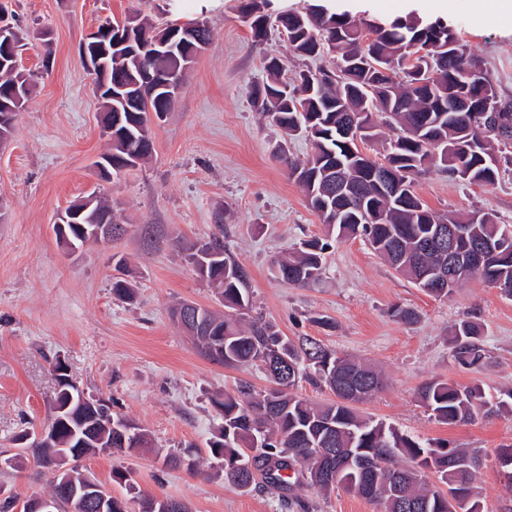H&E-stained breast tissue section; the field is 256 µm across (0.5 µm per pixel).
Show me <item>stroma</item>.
Wrapping results in <instances>:
<instances>
[{
	"label": "stroma",
	"mask_w": 512,
	"mask_h": 512,
	"mask_svg": "<svg viewBox=\"0 0 512 512\" xmlns=\"http://www.w3.org/2000/svg\"><path fill=\"white\" fill-rule=\"evenodd\" d=\"M222 0L207 12L211 42L188 70L177 103L153 124L155 152L145 166L104 181L94 166L107 148L101 105L79 43L105 21L142 15L157 25L192 21L172 0H0V10L26 41L19 64L34 76L32 96L12 136L0 145V451L13 449L23 429L46 427L56 391L53 366L64 361L77 383L114 414L169 451L193 443L199 466L167 468L155 455L106 452L84 457L80 469L139 512L144 497L184 501L190 512H282L271 488L244 492L224 479L207 448L222 424L211 404L239 380L265 389L258 368H227L202 357L172 312L182 302L217 310L214 288L185 258L192 242L223 237L246 272L255 312L290 339L310 338L342 354L373 362L386 387L361 411L424 439L481 451L476 481L484 512H512V487L499 473L498 449L512 446V410L477 412L442 425L417 399L419 387L442 379L480 385L497 398L512 391V299L472 279L437 299L400 276L361 238H329L289 175L286 159L302 160L309 140L287 136L254 102L277 58L282 77L334 65L330 54L297 57L286 36L270 30L255 40L241 6ZM471 0H270V13L323 4L355 19L391 21L410 15L448 24L494 74L512 99V28L474 10ZM416 195L433 211L490 212L512 224V171L496 185H469L432 167L415 178ZM97 192L111 200L125 231L112 242L70 253L60 247L53 219ZM330 239L320 283L293 287L275 279V261L301 242ZM132 281L133 300L112 284ZM413 310L406 324L395 308ZM482 324L488 358L477 370L457 366L453 326ZM130 474L127 492L114 472ZM0 487L24 497L51 492L49 471L34 464L0 469ZM308 512H378L375 503L338 490L304 488Z\"/></svg>",
	"instance_id": "1"
}]
</instances>
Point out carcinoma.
<instances>
[{
  "mask_svg": "<svg viewBox=\"0 0 512 512\" xmlns=\"http://www.w3.org/2000/svg\"><path fill=\"white\" fill-rule=\"evenodd\" d=\"M268 0H248L244 18L250 20L254 37L266 36L270 19L284 33L298 56L312 57L323 49L336 53V70H303L293 84L280 79L282 63L270 59L266 81L255 87L261 112L289 136L312 141L313 152L292 164L299 171L295 180L303 189L308 206L338 238L361 237L399 275L435 298H446L447 288L438 287L437 269L448 263V255L429 245L438 229L451 223L457 230L455 251L468 260L482 247L474 277L490 283L504 281L512 297V225L501 224L489 212H475L466 218L432 211L414 193L415 176L424 166L434 165L452 178L467 184L494 185L501 172L512 169V100L502 98L496 81L484 71L483 89L497 104L496 111L481 115L482 97L465 83L464 67L477 59L455 32L439 21L425 23L417 16L391 22L374 19L355 22L346 14L310 5L305 11L265 12ZM125 22L134 35L164 38L172 25L159 29L144 17ZM425 42L429 50L421 59L425 76L416 77L400 61V47ZM112 83L124 87L121 97L101 94L102 108L112 110V173L120 175L135 155L144 164L152 155L151 112H168L163 91L144 81L142 70L168 73L178 69L168 55L142 53L134 45L112 41ZM18 87L31 93L29 76L18 67L0 68V97ZM357 113L364 114L369 132L376 119L390 127L393 136L386 157L398 174L391 191L382 190L373 169L378 162L350 146L338 136V126ZM114 222L112 207L98 199L91 210V223ZM216 258L207 269V283L218 291L227 313L219 315L202 309L204 321L214 327L208 336L194 335L199 352L226 367L258 366L273 385H285L279 401L273 403L269 420L259 413L261 404L274 396L256 392L241 383L233 393L212 398L213 407L224 419L211 455L222 462L224 479L242 490L269 487L281 493L288 507L300 504L291 495L296 488L309 487L324 494L342 489L380 506L381 512H456L448 492L464 489L478 504L482 492L475 481L479 455L446 441L423 440L401 432L391 424L360 414L354 404L370 399L384 386L381 373L373 366L306 339L295 343L276 326L248 315L251 308L247 275L226 253L224 243L209 241ZM328 243L310 241L294 253L278 259L273 275L290 286L316 284L323 275V254ZM292 365H280L278 354ZM451 356L467 369H478L486 358L481 326L463 320L454 325ZM306 377L327 387L336 400L315 403L291 393L299 379ZM72 418L59 428L46 448H26L24 435L15 438L17 451L10 454L12 465L32 457L45 467L54 462L62 448L72 459L100 452L114 444V427L119 417L102 407L80 401L81 389H72ZM418 398L436 422L454 425L470 420L478 410L494 414L506 402H492L477 386H457L433 379L421 386ZM264 448L259 456L249 450L256 436ZM332 448L336 463L351 454L364 458L376 480L368 482L347 472L344 484H330L323 477L319 449ZM469 461L468 468L448 466V457ZM198 451L192 444L168 453L164 464L174 468L190 462L198 467Z\"/></svg>",
  "mask_w": 512,
  "mask_h": 512,
  "instance_id": "cac0c4a2",
  "label": "carcinoma"
}]
</instances>
